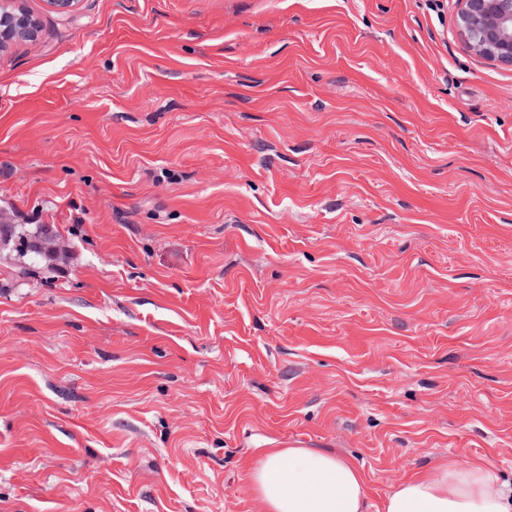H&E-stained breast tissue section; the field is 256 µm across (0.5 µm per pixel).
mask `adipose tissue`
<instances>
[{
    "label": "adipose tissue",
    "mask_w": 512,
    "mask_h": 512,
    "mask_svg": "<svg viewBox=\"0 0 512 512\" xmlns=\"http://www.w3.org/2000/svg\"><path fill=\"white\" fill-rule=\"evenodd\" d=\"M247 479L266 512H367L361 466L321 449H266ZM383 512H512V489L490 466L445 460L403 477Z\"/></svg>",
    "instance_id": "ef3b65f1"
}]
</instances>
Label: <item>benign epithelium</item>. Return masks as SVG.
<instances>
[{
    "label": "benign epithelium",
    "mask_w": 512,
    "mask_h": 512,
    "mask_svg": "<svg viewBox=\"0 0 512 512\" xmlns=\"http://www.w3.org/2000/svg\"><path fill=\"white\" fill-rule=\"evenodd\" d=\"M15 0H0V47L14 41L31 40L37 22L13 8ZM460 35L485 59L512 66V0H458ZM30 247L58 259L66 255L61 240L51 234L31 240Z\"/></svg>",
    "instance_id": "obj_1"
}]
</instances>
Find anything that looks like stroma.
<instances>
[{
  "label": "stroma",
  "mask_w": 512,
  "mask_h": 512,
  "mask_svg": "<svg viewBox=\"0 0 512 512\" xmlns=\"http://www.w3.org/2000/svg\"><path fill=\"white\" fill-rule=\"evenodd\" d=\"M0 512H265L267 448L512 480V66L456 0H16ZM51 225L52 226L48 224H13V236L6 249L14 252L17 259L28 266H31L32 263L39 260H51L50 256L47 254L35 251L25 245L27 240H31L30 247L50 253L57 259H63L66 255V247L62 240L55 237L57 236L56 232L59 235L58 229L53 224ZM48 227L51 228L55 236L47 233L44 237L36 238Z\"/></svg>",
  "instance_id": "35a3bbf8"
}]
</instances>
